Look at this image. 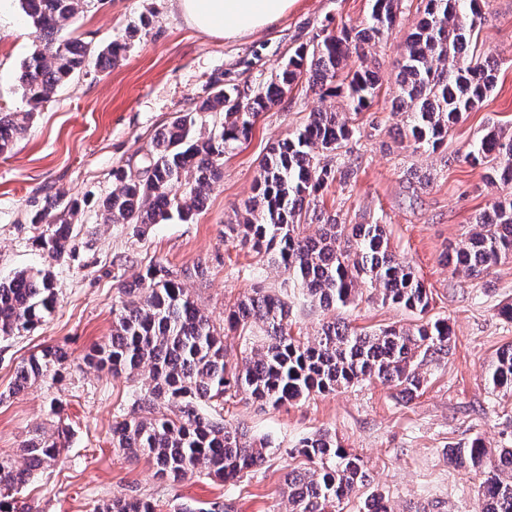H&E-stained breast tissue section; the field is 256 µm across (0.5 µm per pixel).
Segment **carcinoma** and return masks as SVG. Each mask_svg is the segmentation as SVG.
<instances>
[{
    "label": "carcinoma",
    "instance_id": "carcinoma-1",
    "mask_svg": "<svg viewBox=\"0 0 512 512\" xmlns=\"http://www.w3.org/2000/svg\"><path fill=\"white\" fill-rule=\"evenodd\" d=\"M362 28L323 32L298 45L275 78L252 94L219 88L199 106L163 127L145 153L141 175L112 174L111 194L101 204L104 223L137 227L162 224L173 216L189 220L224 177V152L245 140L261 113L281 102L304 81L321 95L346 92L344 112L318 111L259 162L255 197L243 213L224 224V241L248 245L269 256L293 277L310 302L345 308L363 290L417 317L409 327L357 330L334 318L301 340L291 333L289 307L262 287L225 311L216 326L192 299L185 281L204 275L197 264L181 269L150 265L131 282L120 283L121 300L112 309V336L92 350L88 363L99 370L132 376L148 368V382L136 391L132 409L112 423V448L143 455L164 481L178 483L204 474L227 484L251 476L269 442L250 440L238 426L224 423V398L240 392L278 408L282 405L380 381L411 398L422 387L418 368L451 351L448 321L428 316L430 296L414 268L390 248L382 224H344L335 215L316 212L320 194L340 178H354L353 167L339 162L361 133L358 117L382 88L380 67L368 61L370 49L397 23L402 0H372ZM482 0H420L418 19L397 63L394 101L402 115L400 138L415 151H437L451 128L479 107L494 90L498 63L477 48L484 21ZM35 29L39 48L21 63L23 97L34 108L79 74L90 49L63 38L62 31L82 12L84 0H20ZM126 43L97 49V62L114 63ZM356 56L358 66L342 63ZM218 118L208 135L197 131L200 114ZM24 130L13 112L0 113V154L10 150ZM466 158L485 168L491 183H512V134L488 127L469 147ZM336 163H331V160ZM59 193L31 218L41 224L59 211L35 239L52 259L70 253L73 205ZM314 216L318 231L303 236L300 224ZM444 259L468 277L483 279L490 269L512 260V196L494 199L476 217L470 232ZM57 301L48 269H25L0 281V336L28 331L51 313ZM264 326L258 346L242 351L241 362L226 360L227 333ZM62 350L46 346L17 369L13 392L54 380L66 368ZM493 390L512 393V345L502 348L486 370ZM62 441L34 437L23 445L28 465L17 470L0 460V482L20 486L35 471L59 461ZM304 467L288 473V512H334L342 500L370 484L369 469L336 435L320 431L295 448ZM452 455L480 476V512H512V448L492 454L479 438ZM0 512H35L19 497L1 498ZM96 512H156L153 502L118 493Z\"/></svg>",
    "mask_w": 512,
    "mask_h": 512
}]
</instances>
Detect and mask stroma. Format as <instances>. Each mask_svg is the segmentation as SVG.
<instances>
[{
    "label": "stroma",
    "mask_w": 512,
    "mask_h": 512,
    "mask_svg": "<svg viewBox=\"0 0 512 512\" xmlns=\"http://www.w3.org/2000/svg\"><path fill=\"white\" fill-rule=\"evenodd\" d=\"M372 0H294L287 15L268 28L234 41L188 24L173 0H86L64 34L91 45H126L107 68L89 64L39 108L10 153L0 155V279L27 268L49 269L57 291L52 314L38 327L0 337V456L25 469L22 443L32 435L63 433L65 450L49 472H34L20 493L38 512H95L111 495L135 492L158 504L197 507L220 502L227 512H288V452L315 432L335 433L370 469L368 490L358 491L340 512H362L367 491L387 497L396 512H479V478L450 459V451L481 438L490 451L512 446V396L485 381L488 364L512 344V322L499 315L512 303V262L498 264L489 279L453 272L442 254L469 231L475 216L512 184H487L483 167L464 154L488 125L512 133V0H485L479 32L482 51L503 57L497 87L476 111L455 124L437 152L413 151L396 142L395 105L382 89L365 111L361 135L347 155L356 171L349 183L333 182L319 209L348 224H386L392 249L409 261L431 292V314L447 319L452 350L423 362L418 396L401 398L378 381L279 408L246 394L224 400V420L244 425L250 437L272 446L254 478L231 486L204 475L171 485L154 475L146 458L112 449V423L130 405L139 378L98 372L84 355L112 335V309L120 280H133L154 261L173 268L208 265L185 286L206 315L223 323L224 311L254 284L277 289L287 275L268 258L224 240V224L253 194L258 164L269 147L301 126L309 113L342 111L340 97L319 98L295 87L258 118L248 140L224 156V178L190 221L172 219L137 234L129 224L103 221L100 202L112 190V172H141L151 139L163 124L194 110L217 87L256 91L288 59L291 48L321 31L364 26ZM416 15L405 7L397 24L373 48L386 79H394ZM36 47L18 0H0V111L28 110L18 77ZM427 175L419 185L410 171ZM79 202L72 250L55 261L35 243L30 211L57 193ZM294 336H310L339 317L359 329L407 325L412 316L363 293L349 307L330 311L290 301ZM67 350L69 367L57 380L13 390L20 362L45 346ZM59 406L52 414L51 406Z\"/></svg>",
    "instance_id": "obj_1"
}]
</instances>
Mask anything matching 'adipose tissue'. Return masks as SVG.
<instances>
[{
	"label": "adipose tissue",
	"instance_id": "1",
	"mask_svg": "<svg viewBox=\"0 0 512 512\" xmlns=\"http://www.w3.org/2000/svg\"><path fill=\"white\" fill-rule=\"evenodd\" d=\"M195 28L231 41L285 16L293 0H175Z\"/></svg>",
	"mask_w": 512,
	"mask_h": 512
}]
</instances>
